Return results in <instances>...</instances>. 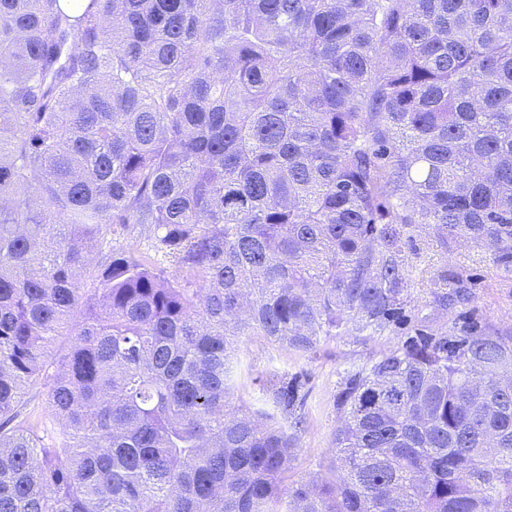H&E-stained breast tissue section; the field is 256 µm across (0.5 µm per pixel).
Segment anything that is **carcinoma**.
I'll use <instances>...</instances> for the list:
<instances>
[{
    "mask_svg": "<svg viewBox=\"0 0 512 512\" xmlns=\"http://www.w3.org/2000/svg\"><path fill=\"white\" fill-rule=\"evenodd\" d=\"M426 228L512 274V0H0V512H512V331L350 370L329 478L301 377L231 395L396 324ZM46 390L43 388H34L26 394L24 401L26 402L27 412H31L40 418H43V423L49 433L56 435L60 433V424L54 420L47 410L46 404Z\"/></svg>",
    "mask_w": 512,
    "mask_h": 512,
    "instance_id": "carcinoma-1",
    "label": "carcinoma"
}]
</instances>
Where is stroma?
I'll use <instances>...</instances> for the list:
<instances>
[{"mask_svg": "<svg viewBox=\"0 0 512 512\" xmlns=\"http://www.w3.org/2000/svg\"><path fill=\"white\" fill-rule=\"evenodd\" d=\"M405 251L412 264L406 325L371 336L358 333L329 336L308 354L277 348L261 336L238 339L242 364L233 369L230 384L237 403L246 409H265L260 384L269 376L289 378L303 374L307 377L304 388L307 428L293 457V478L326 473L336 428L334 397L353 366L401 345L417 328L444 330L457 319L459 313H446L431 306L430 279L434 273L446 270L460 277L471 296L463 311L490 327L512 331V275L497 269L486 250L462 245L448 251L441 247L432 231L426 230L416 233Z\"/></svg>", "mask_w": 512, "mask_h": 512, "instance_id": "obj_1", "label": "stroma"}]
</instances>
